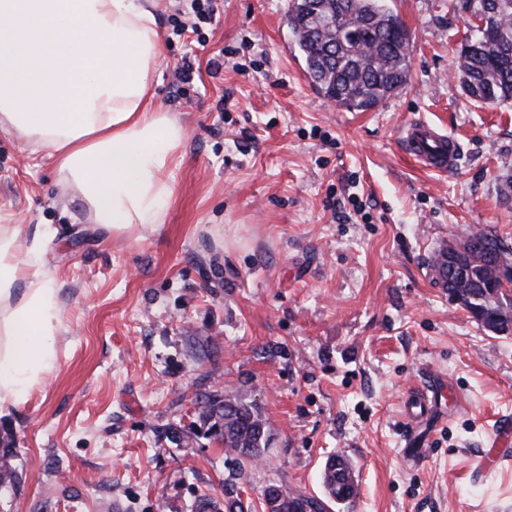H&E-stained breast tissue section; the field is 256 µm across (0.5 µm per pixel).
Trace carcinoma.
Here are the masks:
<instances>
[{
	"label": "carcinoma",
	"mask_w": 512,
	"mask_h": 512,
	"mask_svg": "<svg viewBox=\"0 0 512 512\" xmlns=\"http://www.w3.org/2000/svg\"><path fill=\"white\" fill-rule=\"evenodd\" d=\"M465 9L485 23L478 36L467 40L457 58L460 86L481 103L512 100V0H466ZM288 23L305 61L310 80L340 106L368 112L408 83L411 40L399 16L383 0H295ZM487 239L512 256V247L497 234L478 230L459 242L468 249L474 239ZM471 274L458 282L463 294L476 290L491 319L512 322L508 284L480 252L465 256ZM207 432L222 428L218 442L240 462H251L267 451L270 428L262 409L242 396L206 392L196 399ZM10 443L0 442V486L15 485L19 476L10 462ZM279 496L265 500L267 512H317L314 500L280 486Z\"/></svg>",
	"instance_id": "cac0c4a2"
}]
</instances>
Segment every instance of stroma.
<instances>
[{"mask_svg": "<svg viewBox=\"0 0 512 512\" xmlns=\"http://www.w3.org/2000/svg\"><path fill=\"white\" fill-rule=\"evenodd\" d=\"M153 5L152 105L186 130L157 233L73 222L47 151L0 132V208L61 237L45 256L57 360L0 413L22 476L0 512H195L233 485L263 512L271 482L321 512H512V461L487 466L512 419V333L480 328L426 265L470 231L512 244V101H473L455 76L475 18L459 0H387L411 35L409 81L352 112L308 80L288 0H224L201 46L167 21L184 0ZM414 120L456 138L453 171L405 155ZM437 386L451 403L416 465L403 403ZM216 389L263 408L265 459L239 467L200 425L195 399ZM332 453L354 469L353 501L324 492Z\"/></svg>", "mask_w": 512, "mask_h": 512, "instance_id": "obj_1", "label": "stroma"}]
</instances>
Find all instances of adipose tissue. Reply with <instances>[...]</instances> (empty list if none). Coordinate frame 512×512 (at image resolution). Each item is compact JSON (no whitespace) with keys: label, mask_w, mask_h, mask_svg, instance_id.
Masks as SVG:
<instances>
[{"label":"adipose tissue","mask_w":512,"mask_h":512,"mask_svg":"<svg viewBox=\"0 0 512 512\" xmlns=\"http://www.w3.org/2000/svg\"><path fill=\"white\" fill-rule=\"evenodd\" d=\"M151 0H0V131L48 151L76 213L154 234L174 194L185 131L150 108L161 53ZM57 231L0 212V409L55 364Z\"/></svg>","instance_id":"1"}]
</instances>
